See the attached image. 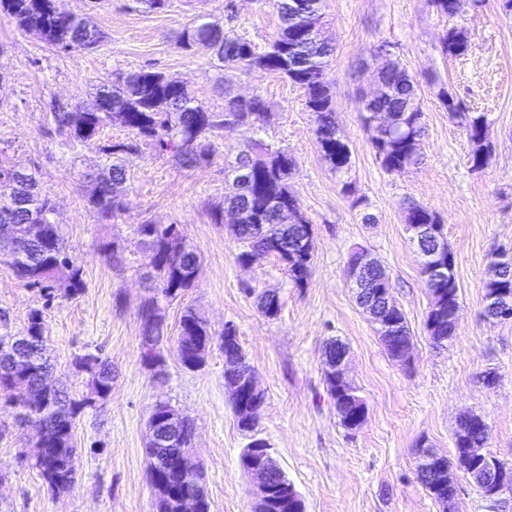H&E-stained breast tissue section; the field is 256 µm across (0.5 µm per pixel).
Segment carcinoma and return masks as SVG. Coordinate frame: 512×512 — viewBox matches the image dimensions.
Instances as JSON below:
<instances>
[{"mask_svg":"<svg viewBox=\"0 0 512 512\" xmlns=\"http://www.w3.org/2000/svg\"><path fill=\"white\" fill-rule=\"evenodd\" d=\"M279 16L276 37L260 47L244 37L232 36L215 24L203 22L187 29L182 35L184 48L204 43L216 52L227 68L248 71L261 68L277 73L304 89L305 107L314 117L317 143L325 160L336 174L348 169L350 151L337 137L335 110L332 104L327 70L333 56L332 42L324 36L313 39L307 35L289 0H275ZM0 8L15 17L23 28L40 33L48 45L61 50L93 51L101 42V32L87 15H57L52 0H0ZM467 42L459 33L450 30L443 40V51L461 55ZM379 85L388 97L380 107L390 117V128L380 134L371 129L370 114L362 115L363 125L371 131V145L383 168L391 173H403L420 163V140L425 123L417 97V86L406 69L392 60L378 73ZM269 117L268 102L255 96L242 100L224 91V110L212 111L198 103L180 80L163 72L141 69L118 74L112 85L98 92L96 108L92 111L53 113L59 133L70 143L90 144L96 141L104 128L119 125L134 134L129 142H114L102 147L112 158L109 175L95 177L87 202L102 224H108L123 208L118 186L126 179L120 155L138 146L151 143L162 154L169 153L180 165L194 168L206 163L216 150L215 141L224 131L246 129L252 132L248 149L238 159V169L228 175L230 193L224 197L227 210L238 215L232 232L243 250L236 255L240 263L255 254L275 256L287 269L294 286H303L311 276L314 241L310 222L301 211L298 197L290 190L288 180L292 171L288 151L268 143L261 133ZM464 128L472 148L473 167H483L491 144L488 124L484 116L465 115ZM0 236L13 239L19 255L8 262L15 276L29 288L45 291L47 301H53L57 283H62L63 294L73 297L83 289L81 268L74 265L66 251L62 225L51 216L55 203L37 187L32 173L16 170L0 163ZM404 223L428 224L430 229L443 234V225L432 210L417 203L404 209ZM145 254V267L155 282L154 295L142 306L140 318L159 314V306L169 305L182 298L193 287L199 271L197 252L183 242L176 224H141L137 229ZM456 262H450L448 276L432 283L429 290V308L425 327L432 345L441 347L455 334L456 324L451 319L453 308L459 304V285L455 275ZM369 287L389 300V327L376 325L386 352L392 360L405 363V353L412 349V336L404 313L395 304L392 283L385 267L374 262ZM259 310L273 318L281 310L280 298L271 293L257 296ZM165 318L153 321V327L140 330L141 358L155 371L165 366L163 356ZM18 344L11 353H0V394L14 381H24L38 396L35 405L24 406L23 416L32 422L44 452L36 461L40 474L48 486L61 492L67 489L76 473L77 443L73 425L84 405L96 398L105 399L112 393V368L101 357L87 354L78 366L90 375L91 396L74 401L60 381L52 377V367L45 355L46 338L43 334V313L33 311L26 328L19 334ZM213 334L207 321L194 309L182 311L174 348L180 365L195 368L196 351L209 347ZM220 347L227 362H242L244 357L235 330L224 327ZM328 394L340 410L348 404L346 387L336 376L323 374ZM238 427L252 434L243 449L239 464L246 468L250 448L261 441L254 435L258 419L240 417L241 401L231 399ZM487 439L482 428L474 422L460 421L455 431V454L465 455L472 449L485 448ZM445 471L438 472L422 484L429 494L439 500L456 492L448 483L449 459L440 456ZM168 486L181 493L186 491L200 498L203 512H210L206 480L187 479L183 468L168 471ZM290 480L283 470L272 476L274 496L281 501L275 512H289Z\"/></svg>","mask_w":512,"mask_h":512,"instance_id":"1","label":"carcinoma"}]
</instances>
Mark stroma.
Listing matches in <instances>:
<instances>
[{
  "mask_svg": "<svg viewBox=\"0 0 512 512\" xmlns=\"http://www.w3.org/2000/svg\"><path fill=\"white\" fill-rule=\"evenodd\" d=\"M59 10L89 14L102 33L92 52L50 49L0 10V161L35 173L56 203L71 260L85 283L75 298L18 281L0 262V310L12 331L30 311L44 312L49 358L71 398L89 395L90 377L77 357L93 353L112 365V394L82 409L76 420L77 474L56 494L35 466L33 430L0 400V512H155L145 446L152 407L169 403L196 426L194 454L204 466L211 512H251L253 482L239 465L250 440L235 419L224 385V354L182 368L173 346L155 374L141 360L142 305L153 295L136 228L179 225L198 253L193 288L166 306L168 336L193 307L214 336L232 325L246 361L265 392L257 435L301 494L306 512H443L416 478L419 445L454 457L458 419L474 413L489 426L488 453L512 463V321L489 322L482 285L493 254L512 248V15L502 0H480L448 16L432 0H323V24L335 51L328 69L336 126L351 164L336 176L322 156L304 91L271 72L225 68L214 51L185 49L182 33L197 16L226 32L272 41L279 18L272 0H168L149 11L138 0H55ZM467 41L464 55L444 53L448 31ZM398 60L417 84L425 132L418 167L392 174L382 167L361 122L377 73ZM152 68L181 80L198 102L219 111L225 92L272 105L263 136L288 150L290 185L314 230L313 274L304 287L289 281L279 261L260 256L240 265L229 224L213 221L229 188L224 168L246 149L249 132H226L209 163L187 169L152 145L123 154L129 180L124 208L99 223L87 203L90 176L108 172L103 146L127 138L106 128L98 143L67 147L52 112L92 109L115 71ZM451 95L460 113L443 102ZM484 115L491 154L473 169L462 113ZM436 212L456 259L460 309L447 348H435L424 322L428 290L403 224L407 203ZM367 252L387 269L396 304L413 337L408 363L392 360L347 281L350 255ZM122 264H114L113 255ZM278 292L283 306L268 318L249 289ZM349 348L346 376L367 407L355 433L340 424L323 382L327 341ZM496 369V387L482 375Z\"/></svg>",
  "mask_w": 512,
  "mask_h": 512,
  "instance_id": "1",
  "label": "stroma"
}]
</instances>
